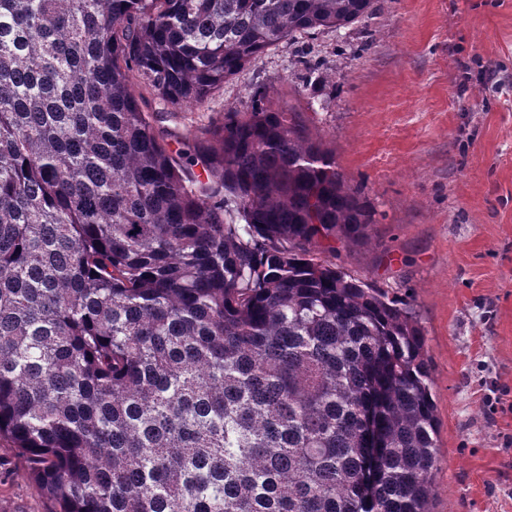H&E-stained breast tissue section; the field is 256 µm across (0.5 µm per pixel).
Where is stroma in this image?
Segmentation results:
<instances>
[{"label": "stroma", "mask_w": 512, "mask_h": 512, "mask_svg": "<svg viewBox=\"0 0 512 512\" xmlns=\"http://www.w3.org/2000/svg\"><path fill=\"white\" fill-rule=\"evenodd\" d=\"M489 63L500 82H480ZM272 88L376 210L337 265L410 300L424 331L439 421L430 512H512V0H377L346 28L268 50L204 110L156 129L186 139ZM49 509L0 447V512Z\"/></svg>", "instance_id": "obj_1"}]
</instances>
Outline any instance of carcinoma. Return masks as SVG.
<instances>
[{
	"mask_svg": "<svg viewBox=\"0 0 512 512\" xmlns=\"http://www.w3.org/2000/svg\"><path fill=\"white\" fill-rule=\"evenodd\" d=\"M375 0H0V441L53 512H429L409 301L338 267L371 214L293 106L200 109Z\"/></svg>",
	"mask_w": 512,
	"mask_h": 512,
	"instance_id": "carcinoma-1",
	"label": "carcinoma"
}]
</instances>
